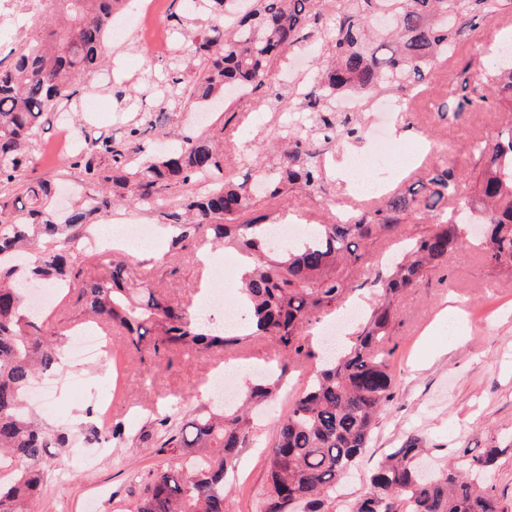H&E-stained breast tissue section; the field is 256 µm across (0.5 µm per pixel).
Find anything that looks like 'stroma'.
Here are the masks:
<instances>
[{
    "label": "stroma",
    "instance_id": "obj_1",
    "mask_svg": "<svg viewBox=\"0 0 512 512\" xmlns=\"http://www.w3.org/2000/svg\"><path fill=\"white\" fill-rule=\"evenodd\" d=\"M167 4L169 12L180 14L182 19L173 33L169 55L158 57L141 49L130 30L121 38L107 39L103 58L112 67V78L89 80L91 98L102 102L105 109L83 115L82 120L94 134L109 135L120 142L127 125L139 117L138 112L122 109L120 99H145V109L161 125L167 143H181L183 137L192 134L223 132L224 176L241 181L247 171L246 159L267 144L288 114L274 111L271 104L261 103L254 96L240 102L235 95H228L225 105L215 106L202 116L192 112L188 103L170 102L162 81L165 67L171 58L193 54L194 32L211 25L223 26L224 21L185 13L180 0H167ZM506 26L512 27V13L481 26L457 52L458 61L472 62L474 86H481L482 71L491 63L500 42L499 32ZM329 36L326 30L317 33L291 49L280 62L284 102L293 100L294 90H312V82L301 80V70L307 67L319 71ZM448 75V69L439 66L432 70L429 102L401 92L396 95L400 109L394 113L389 130L409 129L408 147L417 151L420 161L397 177L392 189L403 191L421 184L437 166L451 162L461 194H472V143H493L511 118L487 104L465 113L460 120L441 121L432 105L444 97ZM369 147L365 139L329 147L322 155L326 169L323 193L312 194L295 187L274 198L260 193L254 197L250 216L294 215L305 227L335 223L342 213L359 217L365 206L351 192L336 156ZM30 176L56 183L54 208L65 210L78 202L74 188L81 174L69 167L67 156L36 154ZM93 222L153 225L155 236L149 253L131 257L137 277L188 311H197L204 247L181 250L174 261H167L169 237L161 217L128 204L95 216ZM455 305L462 307L463 314L461 336L452 342L447 325L439 323L438 315ZM394 308L389 346L390 369L397 387L377 421L369 449L356 463L354 477L344 485L340 499L328 505V512H342L345 500L361 494L366 477L392 448L399 446L405 432L419 435L427 461L436 466L446 463L456 448L479 452L512 441V270L486 264L478 251L465 246L449 254L444 266L429 272L421 288L398 296ZM107 341L111 354L102 355L86 369H63L53 376L63 416L51 418L50 423L76 428L86 421L91 402L77 387V380L89 373L106 378L115 365L121 378L119 390L112 397V419L125 425L130 438L112 446L108 454L91 455L84 464L74 462L71 449H52L54 471L43 486L37 503L39 512H132L145 480L168 463L165 455L139 439L141 429L154 419L157 407L177 400L182 413L191 415L214 406L212 381L225 362L236 359L249 368L273 374L279 358L274 346L264 339L203 356L173 357L140 355L116 332ZM318 365L315 359L296 365L283 379L274 399L256 408L248 445L226 479L228 512H263L268 450L275 442L277 425L305 390Z\"/></svg>",
    "mask_w": 512,
    "mask_h": 512
}]
</instances>
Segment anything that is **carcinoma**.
Segmentation results:
<instances>
[{"label": "carcinoma", "mask_w": 512, "mask_h": 512, "mask_svg": "<svg viewBox=\"0 0 512 512\" xmlns=\"http://www.w3.org/2000/svg\"><path fill=\"white\" fill-rule=\"evenodd\" d=\"M122 2L48 0L54 20L21 43L8 64L0 62V185L20 188L18 195L0 198V512H30L47 478V449L75 445L69 427L45 426L24 405L35 378L60 368L65 341L25 315V295L17 287L25 268L31 271L28 282L78 289L80 314L90 312L123 331L138 352L206 354L269 339L287 361L276 379L251 386L247 401L261 404L275 396L289 361L311 355L306 329L312 320L335 309L353 289L352 272L372 266V237L396 234L418 210L437 222L414 239L385 280H374L380 286L378 303L349 346L315 372L269 448L264 512H325L367 451L376 420L392 398L395 379L385 339L394 299L419 287L428 268L468 244L467 224L484 227L477 241L484 261L512 269V121L492 145L473 147L475 196L459 194L454 168L442 167L420 188L390 196L352 224H321L312 240L296 246L275 247L267 225L242 219L252 185H263L272 197L293 186L322 189L317 143L338 136L358 140L361 133L336 111V98L419 87L438 59L454 56L467 32L512 11V0H346L325 19L332 30L328 55L316 89L306 95L307 106L319 116L313 140L306 113L296 112L297 122L268 144L279 153L278 162L252 163L245 179L235 183L224 180V151L211 135H190L179 147L153 154L144 147L156 129L151 122L129 128L121 143L110 136L92 138L83 127L85 148L71 156L70 167L83 173L85 194L60 218L49 208L55 186L29 178L44 117L76 100L80 79L99 69L112 14ZM236 2L185 0L188 12L222 13L231 23L196 35L202 64L189 81L177 67L169 74L175 97L199 103L229 86L260 95L263 103L279 97L275 65L286 48L310 39L311 24L321 19L315 0H246L240 11L234 10ZM483 86L486 92L471 96L470 65L452 70L448 100L436 111L457 120L489 102L512 114V62L494 56ZM176 185L186 191L170 212L166 192ZM450 198L456 199L451 212ZM124 203L165 214L176 249L208 239L251 259L241 287L245 333L206 329L135 279L124 261L112 262L102 277L84 276L80 257L92 231L88 218ZM151 425L155 447L169 463L146 483L134 512H226L225 477L246 446L248 412L201 409L185 422L173 403ZM420 443L414 434L404 436L346 512H512V502L476 480L512 447L495 446L471 457L465 448L463 463L426 475L417 463Z\"/></svg>", "instance_id": "obj_1"}]
</instances>
